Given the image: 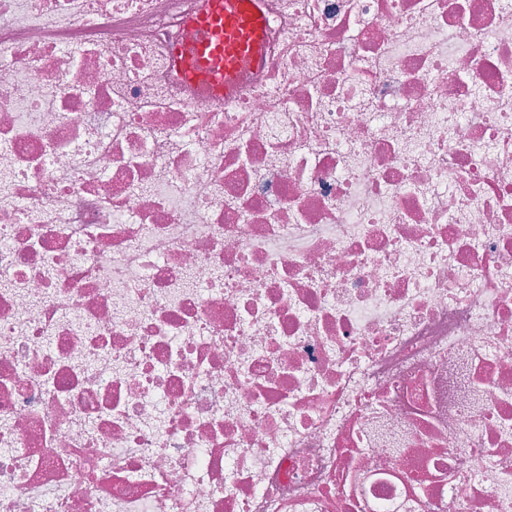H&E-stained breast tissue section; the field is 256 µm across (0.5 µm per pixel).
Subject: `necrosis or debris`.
<instances>
[{"mask_svg":"<svg viewBox=\"0 0 512 512\" xmlns=\"http://www.w3.org/2000/svg\"><path fill=\"white\" fill-rule=\"evenodd\" d=\"M0 0V512H512V0ZM262 0H205L190 20L193 36L174 49L181 78L212 94L231 97L244 66L263 64L265 17Z\"/></svg>","mask_w":512,"mask_h":512,"instance_id":"obj_1","label":"necrosis or debris"}]
</instances>
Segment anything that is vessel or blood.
I'll return each instance as SVG.
<instances>
[{
	"label": "vessel or blood",
	"mask_w": 512,
	"mask_h": 512,
	"mask_svg": "<svg viewBox=\"0 0 512 512\" xmlns=\"http://www.w3.org/2000/svg\"><path fill=\"white\" fill-rule=\"evenodd\" d=\"M262 0H204L191 19L193 36L173 52L181 78L212 94L231 97L243 68L263 64L265 17Z\"/></svg>",
	"instance_id": "vessel-or-blood-1"
}]
</instances>
